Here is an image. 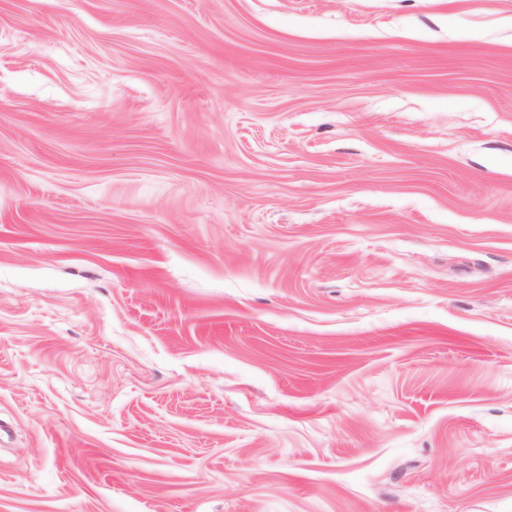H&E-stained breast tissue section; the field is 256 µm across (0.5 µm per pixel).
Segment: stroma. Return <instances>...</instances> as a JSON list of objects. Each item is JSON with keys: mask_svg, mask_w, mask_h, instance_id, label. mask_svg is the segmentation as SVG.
<instances>
[{"mask_svg": "<svg viewBox=\"0 0 512 512\" xmlns=\"http://www.w3.org/2000/svg\"><path fill=\"white\" fill-rule=\"evenodd\" d=\"M0 512H512V0H0Z\"/></svg>", "mask_w": 512, "mask_h": 512, "instance_id": "1", "label": "stroma"}]
</instances>
